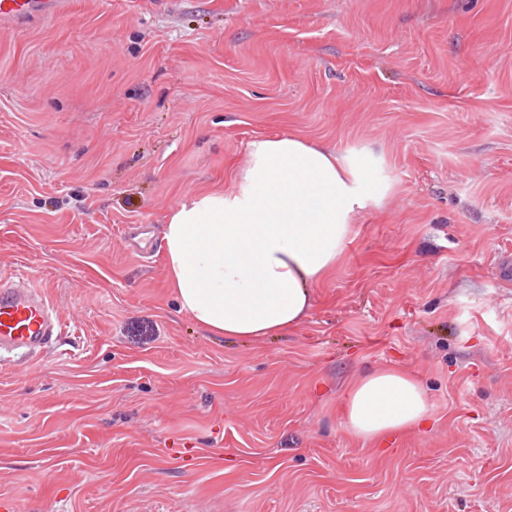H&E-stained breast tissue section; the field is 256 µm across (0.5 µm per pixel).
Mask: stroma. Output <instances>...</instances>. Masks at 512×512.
Listing matches in <instances>:
<instances>
[{"label": "stroma", "mask_w": 512, "mask_h": 512, "mask_svg": "<svg viewBox=\"0 0 512 512\" xmlns=\"http://www.w3.org/2000/svg\"><path fill=\"white\" fill-rule=\"evenodd\" d=\"M370 159L308 317L180 312L152 240L254 137ZM148 234L127 251V226ZM512 0H70L0 23V275L65 334L0 367V512H512ZM382 366L428 428L352 438Z\"/></svg>", "instance_id": "1"}]
</instances>
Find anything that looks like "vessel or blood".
Masks as SVG:
<instances>
[{
	"label": "vessel or blood",
	"instance_id": "1",
	"mask_svg": "<svg viewBox=\"0 0 512 512\" xmlns=\"http://www.w3.org/2000/svg\"><path fill=\"white\" fill-rule=\"evenodd\" d=\"M64 11V0H0V19L17 23ZM62 333L63 321L44 293L0 275V354L36 355Z\"/></svg>",
	"mask_w": 512,
	"mask_h": 512
}]
</instances>
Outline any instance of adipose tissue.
<instances>
[{
  "mask_svg": "<svg viewBox=\"0 0 512 512\" xmlns=\"http://www.w3.org/2000/svg\"><path fill=\"white\" fill-rule=\"evenodd\" d=\"M388 191L368 164L300 135L251 140L229 189L195 193L167 218L166 265L181 311L228 339L286 333L341 262L356 216ZM429 415L421 382L396 368L364 375L343 406L347 432L365 441L421 427Z\"/></svg>",
  "mask_w": 512,
  "mask_h": 512,
  "instance_id": "ef3b65f1",
  "label": "adipose tissue"
}]
</instances>
